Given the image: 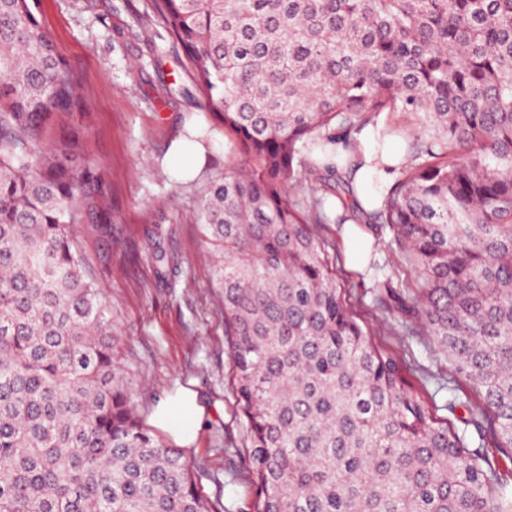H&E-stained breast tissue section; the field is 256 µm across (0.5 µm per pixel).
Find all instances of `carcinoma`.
I'll list each match as a JSON object with an SVG mask.
<instances>
[{
	"instance_id": "obj_1",
	"label": "carcinoma",
	"mask_w": 512,
	"mask_h": 512,
	"mask_svg": "<svg viewBox=\"0 0 512 512\" xmlns=\"http://www.w3.org/2000/svg\"><path fill=\"white\" fill-rule=\"evenodd\" d=\"M245 166L200 194L253 512H512V0H154ZM74 77L29 0H0V512H211L136 419L72 227L101 178L43 147ZM407 125L401 178L352 211L353 135ZM333 180L342 201L294 188ZM387 224L425 281L386 296L477 399L406 379L336 283L320 224Z\"/></svg>"
}]
</instances>
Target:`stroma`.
Returning a JSON list of instances; mask_svg holds the SVG:
<instances>
[{"mask_svg": "<svg viewBox=\"0 0 512 512\" xmlns=\"http://www.w3.org/2000/svg\"><path fill=\"white\" fill-rule=\"evenodd\" d=\"M32 10L76 82L77 108L56 115L42 143H76L79 161L99 166L109 207L104 224L76 225L74 239L112 317L114 350L137 388L142 426L162 446L171 439L152 428L157 403L178 388L197 392L205 415L183 456L195 467L199 492L217 512H252L254 489L242 458L246 429L230 389L224 320L210 280L197 223L200 190L240 164L230 135L201 96L182 95L193 83L181 53L153 10V0H30ZM201 133L206 163L192 180L177 178L171 148L187 132ZM368 264L349 266L345 227L325 224L321 235L336 257V279L360 321L374 325L373 342L398 351L414 382L437 402L452 367L423 329L392 327L382 316L375 281L417 291L422 280L400 254L385 224L370 228Z\"/></svg>", "mask_w": 512, "mask_h": 512, "instance_id": "1", "label": "stroma"}]
</instances>
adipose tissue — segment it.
Returning a JSON list of instances; mask_svg holds the SVG:
<instances>
[{"label": "adipose tissue", "instance_id": "adipose-tissue-1", "mask_svg": "<svg viewBox=\"0 0 512 512\" xmlns=\"http://www.w3.org/2000/svg\"><path fill=\"white\" fill-rule=\"evenodd\" d=\"M360 166L354 174L356 198L367 211L379 207L383 201L382 191L393 179L402 153L397 145L377 150L371 130H363L357 136ZM204 415L195 394L187 388L179 389L174 395L162 401L151 420L152 426L169 433L181 445L189 444L195 429Z\"/></svg>", "mask_w": 512, "mask_h": 512}]
</instances>
